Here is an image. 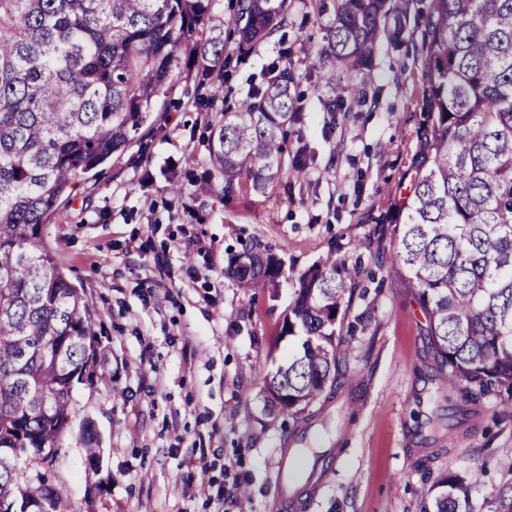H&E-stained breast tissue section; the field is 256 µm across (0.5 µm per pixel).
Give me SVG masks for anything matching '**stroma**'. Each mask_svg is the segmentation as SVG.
<instances>
[{"mask_svg":"<svg viewBox=\"0 0 512 512\" xmlns=\"http://www.w3.org/2000/svg\"><path fill=\"white\" fill-rule=\"evenodd\" d=\"M316 3L288 0L287 26L245 59L226 41L232 63L213 105L200 106L198 80H174L128 149L85 174L47 221L44 238L96 309L107 354L105 379L75 389L55 475L78 512H279L288 448L328 459L296 512H423L433 483L475 470L474 512H490L512 486V405L491 395L449 415L424 315L388 273L426 121L417 49L428 0H407L400 40L379 43L364 96L338 112L325 104L347 75L306 51L330 22ZM284 67L299 112L284 162L303 175L230 199L219 185L202 200L171 192L211 174L212 128ZM249 240L282 261L277 294L244 295L225 275L229 251ZM329 256L353 276L338 358L357 387L305 422L268 416L263 378L291 346L283 317L300 275ZM87 420L101 446L94 462ZM194 451L207 470L184 467Z\"/></svg>","mask_w":512,"mask_h":512,"instance_id":"1","label":"stroma"}]
</instances>
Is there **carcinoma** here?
<instances>
[{
    "mask_svg": "<svg viewBox=\"0 0 512 512\" xmlns=\"http://www.w3.org/2000/svg\"><path fill=\"white\" fill-rule=\"evenodd\" d=\"M218 0H0V506L75 512L48 473L74 413L71 383L104 378L98 313L62 272L43 229L85 173L122 152L181 72L212 77L220 97ZM315 49L353 75L362 96L377 43L398 40L407 9L392 0H332ZM320 0L318 12L328 9ZM236 50L247 57L288 24V0H237ZM427 86L421 156L397 210L391 268L421 307L447 395L512 400V0H430L422 39ZM294 77L265 88L212 133L224 196L263 193L288 174ZM228 276L254 295L276 289L282 262L261 243L230 255ZM351 281L328 259L299 278L282 336L295 338L264 376L269 413L302 412L344 382L338 315ZM480 472L449 473L424 512H473Z\"/></svg>",
    "mask_w": 512,
    "mask_h": 512,
    "instance_id": "obj_1",
    "label": "carcinoma"
}]
</instances>
